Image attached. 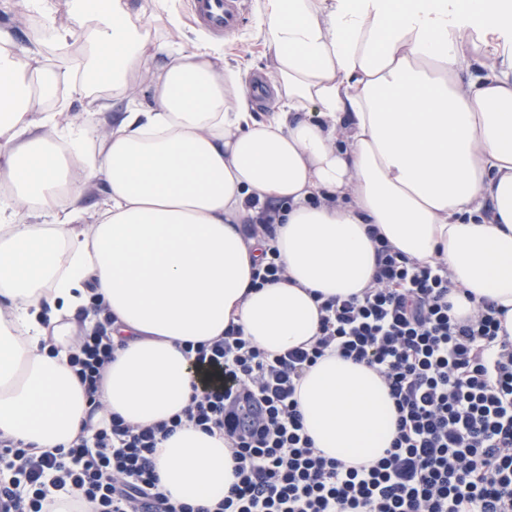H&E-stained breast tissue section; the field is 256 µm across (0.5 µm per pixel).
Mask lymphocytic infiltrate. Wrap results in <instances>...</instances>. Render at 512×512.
<instances>
[{"label": "lymphocytic infiltrate", "instance_id": "f902f5d3", "mask_svg": "<svg viewBox=\"0 0 512 512\" xmlns=\"http://www.w3.org/2000/svg\"><path fill=\"white\" fill-rule=\"evenodd\" d=\"M363 295L319 301L309 347L270 354L240 327L184 352L200 376L169 421L142 426L112 415L68 451L35 454L0 440V512H47L49 488L72 487L88 512H512V337L503 308L482 301L456 317L445 264L423 265L379 241ZM114 347L105 329L79 337L70 364L92 408ZM375 369L397 432L360 466L322 455L305 431L296 391L327 354ZM192 425L221 432L235 483L210 507L157 488L161 438Z\"/></svg>", "mask_w": 512, "mask_h": 512}]
</instances>
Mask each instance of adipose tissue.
Wrapping results in <instances>:
<instances>
[{
  "label": "adipose tissue",
  "mask_w": 512,
  "mask_h": 512,
  "mask_svg": "<svg viewBox=\"0 0 512 512\" xmlns=\"http://www.w3.org/2000/svg\"><path fill=\"white\" fill-rule=\"evenodd\" d=\"M28 6L58 46L85 52L74 69L48 63L0 28V436L40 454L73 446L88 420H169L197 380L184 343L232 324L268 352L308 346L313 292L368 287L371 225L407 258L447 264L457 315L492 301L512 335V0H263L274 104L259 117L206 34L156 43L130 0H69L70 28L54 0ZM144 75L151 104L115 111ZM64 83L80 111L56 107ZM266 205L288 279L255 288L270 240L244 227ZM94 295L115 346L97 411L69 363ZM296 397L315 447L345 464L396 435L365 364L326 355ZM154 463L159 491L194 506L235 481L223 436L191 425Z\"/></svg>",
  "instance_id": "ef3b65f1"
}]
</instances>
